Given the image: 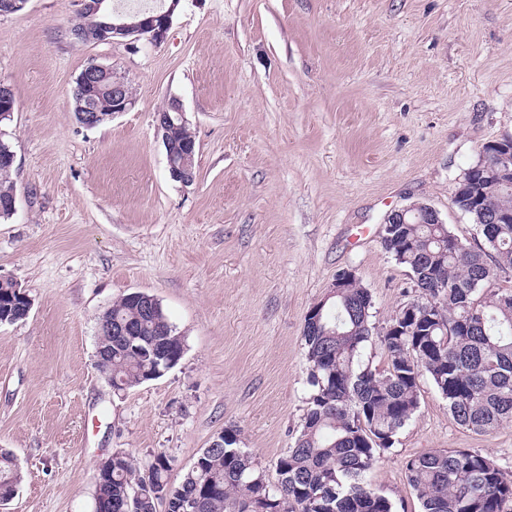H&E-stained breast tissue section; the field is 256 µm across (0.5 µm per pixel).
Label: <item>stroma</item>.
I'll use <instances>...</instances> for the list:
<instances>
[{
	"instance_id": "obj_1",
	"label": "stroma",
	"mask_w": 512,
	"mask_h": 512,
	"mask_svg": "<svg viewBox=\"0 0 512 512\" xmlns=\"http://www.w3.org/2000/svg\"><path fill=\"white\" fill-rule=\"evenodd\" d=\"M80 0L0 15V83L16 110V211L0 277L33 300L0 325V449L22 479L0 512H92L101 462L172 460L170 483L227 427L267 479L304 424L307 311L349 270L385 327L415 298L381 244L388 214L453 203L487 142L512 133V0H181L160 43L78 44ZM91 62L132 91L95 129L72 112ZM182 101L197 176L171 179L155 115ZM157 298L184 336L162 377L123 393L94 366L98 320L125 294ZM472 448L512 472V421L461 427L430 379L393 449L366 474L395 512H420L405 464Z\"/></svg>"
}]
</instances>
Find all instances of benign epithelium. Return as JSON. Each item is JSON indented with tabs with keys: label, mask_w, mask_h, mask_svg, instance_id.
<instances>
[{
	"label": "benign epithelium",
	"mask_w": 512,
	"mask_h": 512,
	"mask_svg": "<svg viewBox=\"0 0 512 512\" xmlns=\"http://www.w3.org/2000/svg\"><path fill=\"white\" fill-rule=\"evenodd\" d=\"M109 0H80V9L71 30L82 34L86 18H97L98 13L106 8ZM168 6L161 8L155 14L128 23L123 15L117 13L108 22H97L96 40L99 42L121 38L134 42L142 36L149 37L154 42H160L172 23V18L181 0H167ZM79 90L77 96L79 124L85 128H94L104 119H112L115 115L125 112L132 104V97L127 85L114 76L112 69L96 63L88 64L78 78ZM157 132L162 136L168 150L167 160L171 177L187 185L195 181L196 175L191 167L194 155V145L191 143L177 144L172 142V130L187 124L181 101L173 99L169 111L155 115ZM481 179L494 181L502 186H512V134L504 135L494 141L484 144L480 150V158L475 166L465 171L459 179L460 188L456 194L465 202L473 198L469 194L472 182ZM416 217L420 222L441 224L443 220L431 205L425 202H412L395 209L387 216L385 224H406L408 218ZM112 350L103 347L96 348L94 365L97 371L112 382Z\"/></svg>",
	"instance_id": "benign-epithelium-1"
}]
</instances>
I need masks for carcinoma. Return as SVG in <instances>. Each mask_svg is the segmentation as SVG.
I'll use <instances>...</instances> for the list:
<instances>
[{
	"instance_id": "1",
	"label": "carcinoma",
	"mask_w": 512,
	"mask_h": 512,
	"mask_svg": "<svg viewBox=\"0 0 512 512\" xmlns=\"http://www.w3.org/2000/svg\"><path fill=\"white\" fill-rule=\"evenodd\" d=\"M13 168L0 164V218L12 210ZM486 208L512 213V189L485 182L474 187ZM483 243L441 237L435 224H397L398 237L383 244L411 274L415 312L401 306L380 342L388 357L382 371L360 362L372 335L371 294L358 280L336 290L319 321L304 318L303 338L315 388L294 444L277 461V482L258 469L241 431L224 429V447L198 456L200 464L169 482L171 459L154 456L144 469L126 453L112 455V479L100 492L112 512H394L392 500L364 482L389 452L420 406V379H430L456 422L476 435L512 419V290L491 287L512 273V221L484 224L473 212ZM448 284L436 287V282ZM23 302L0 288V317L26 319ZM104 315L128 323L136 335L103 336L112 347V389L146 381L161 327L177 334L164 309L146 315L126 294ZM407 481L421 512H506L512 473L475 449L437 450L406 462ZM21 480L15 456L0 449V497L14 496Z\"/></svg>"
}]
</instances>
